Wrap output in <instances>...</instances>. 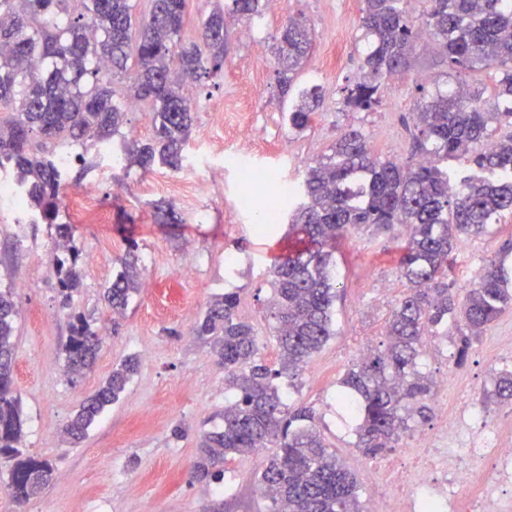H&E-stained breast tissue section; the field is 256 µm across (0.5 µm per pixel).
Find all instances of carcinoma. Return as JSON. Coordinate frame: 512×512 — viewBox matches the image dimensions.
I'll return each mask as SVG.
<instances>
[{
    "mask_svg": "<svg viewBox=\"0 0 512 512\" xmlns=\"http://www.w3.org/2000/svg\"><path fill=\"white\" fill-rule=\"evenodd\" d=\"M415 17L409 0H364L361 77L341 88L343 104L370 111L382 102L384 80L407 69L415 41L426 32L448 62L455 86H416L409 132L415 158L400 163L368 147L360 130L341 133L326 160L308 168L288 188V233L304 246L271 266L270 317L278 367L258 353L253 327L238 315L239 294L214 300L192 333L224 363V384L233 402L224 406V427L204 434L188 476L220 480L224 463L261 448H276L258 477L270 512H363L355 476L329 450L309 406H290L275 380L294 379L335 335L336 250L349 236L371 229H407L399 273L407 293L385 323L388 343L352 363L338 396L357 402L356 448L375 457L395 449L409 422L427 418L431 381L417 369L424 337L461 320L457 361L472 339L512 307V276L505 259L491 258L457 301L448 285V259L464 237L478 236L512 213V0H425ZM267 0H230L203 20L196 39L182 42L186 0H151L146 20L135 19L133 0H0V166L9 163L27 187L32 208L51 224L64 203L57 146L62 142L108 143L119 132L130 104L148 108L153 136L124 146L125 161L146 173L162 165L182 168L194 116L183 83L224 67L228 19L249 21ZM311 49L306 20L290 17L275 48L282 91L288 92ZM499 72L493 105L484 90L458 80L464 70ZM108 79L100 78V73ZM287 112L288 126L303 130L319 106L318 86L303 87ZM466 161V172L448 170ZM77 254L57 258L60 305L79 287ZM141 286L138 257L130 250L105 296L122 313ZM17 304L0 292V458L10 463L7 491L23 505L53 479L47 459L23 448L20 401L14 388V318ZM102 337L82 319L65 345L67 372L93 366ZM138 359L112 369L65 426L78 441L114 404L137 373ZM494 394L512 400V369L501 370Z\"/></svg>",
    "mask_w": 512,
    "mask_h": 512,
    "instance_id": "obj_1",
    "label": "carcinoma"
}]
</instances>
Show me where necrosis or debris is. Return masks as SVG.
Wrapping results in <instances>:
<instances>
[{"label":"necrosis or debris","mask_w":512,"mask_h":512,"mask_svg":"<svg viewBox=\"0 0 512 512\" xmlns=\"http://www.w3.org/2000/svg\"><path fill=\"white\" fill-rule=\"evenodd\" d=\"M438 384L461 393L462 403L403 452L366 512H512V429L486 419L469 386L449 375Z\"/></svg>","instance_id":"necrosis-or-debris-1"}]
</instances>
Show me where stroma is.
<instances>
[{
	"mask_svg": "<svg viewBox=\"0 0 512 512\" xmlns=\"http://www.w3.org/2000/svg\"><path fill=\"white\" fill-rule=\"evenodd\" d=\"M363 6V0H278L254 18V39L244 40L230 28L223 70L184 86L195 123L180 171L159 166L144 174L118 166L106 175L95 144L74 146L78 158L67 170V193L74 196L95 185L92 205L107 221L72 226L70 242L79 251L82 280L68 308H61L58 294L55 227L42 223L18 229L0 218V290L12 292L18 306L13 362L24 421L22 446L55 468L53 482L20 507L7 491L9 464L1 461L0 512H268L269 501L255 486L272 449L229 460L222 481L188 478L201 436L224 423L226 396L224 366L193 336L192 327L215 297L238 292L239 316L252 324L264 360L276 365L268 311L274 262L269 250L288 242V219L280 217L271 235H259L254 231L259 210L278 185L301 181L310 165L329 154L338 130H361L382 157H409L416 84L424 78L445 80L447 68L435 47L420 43L408 71L386 80L381 107L347 109L339 89L359 74L356 40ZM299 15L312 28L314 41L297 83L319 86L322 98L310 126L297 132L286 122L290 100L279 87L273 47L279 29ZM234 97L253 101L258 137L250 164L275 172L278 183L248 185L240 179L232 141L236 117L227 107ZM403 232L400 226L390 234L365 232L344 243L338 256L335 334L298 378L277 381L291 402L316 410L330 450L356 475L363 503L384 490L378 474L383 460L397 459L419 435L435 430L445 406L457 399L451 391L444 403H432L427 420L412 424L385 458L357 450L356 422L337 400L344 370L362 346L385 343V322L407 292L392 244ZM132 243L144 277L155 286L139 289L116 315L103 292ZM497 255L512 272V213L452 252L448 282L456 297L471 287V267ZM189 260L191 277L179 278ZM76 316L103 338L95 367L77 378L65 372V345ZM509 333L512 310L473 339L460 363V326L449 323L428 337L422 370L432 379L465 378L485 397L487 417L496 418L501 403L487 395L500 366L490 354L497 338ZM130 355L139 356L141 365L120 400L81 443H66L63 428L79 404Z\"/></svg>",
	"mask_w": 512,
	"mask_h": 512,
	"instance_id": "35a3bbf8",
	"label": "stroma"
}]
</instances>
